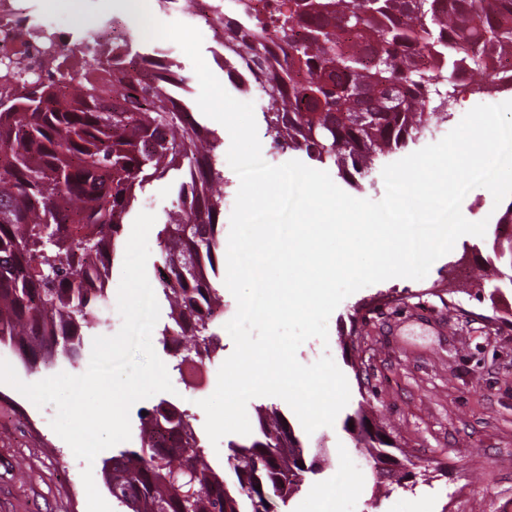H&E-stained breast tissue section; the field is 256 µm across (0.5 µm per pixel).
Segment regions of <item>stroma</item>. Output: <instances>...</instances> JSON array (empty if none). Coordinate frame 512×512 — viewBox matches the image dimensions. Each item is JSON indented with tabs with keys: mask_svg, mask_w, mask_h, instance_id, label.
Masks as SVG:
<instances>
[{
	"mask_svg": "<svg viewBox=\"0 0 512 512\" xmlns=\"http://www.w3.org/2000/svg\"><path fill=\"white\" fill-rule=\"evenodd\" d=\"M203 35V58L234 98L264 101L256 86L229 83L223 63L212 57L213 32L197 14L177 13ZM180 173L148 185L137 211L164 222ZM454 246L421 280L391 278L345 298L328 320V339L312 338L297 351L309 365L330 355L346 376L350 400L334 426L305 433L282 399L256 397L280 409L319 470L307 474L286 512H512V324L497 310L512 307V292L490 303L478 285L457 278L460 263L492 274L483 256ZM372 302V314L350 323L355 303ZM366 401L387 434L415 462L428 468L413 489H375L373 469L354 447L347 415ZM56 409L36 407L0 383V512H87L81 479L84 461L51 429ZM325 497L313 498L314 487Z\"/></svg>",
	"mask_w": 512,
	"mask_h": 512,
	"instance_id": "obj_1",
	"label": "stroma"
}]
</instances>
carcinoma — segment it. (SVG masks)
Listing matches in <instances>:
<instances>
[{
  "mask_svg": "<svg viewBox=\"0 0 512 512\" xmlns=\"http://www.w3.org/2000/svg\"><path fill=\"white\" fill-rule=\"evenodd\" d=\"M228 77L246 71L265 96L266 134L361 188L376 164L417 145L451 113L434 97L459 83L487 90V72L512 84V0H212ZM63 45L45 72L5 58L15 89L0 93V345L27 370L58 358L82 368L86 339L105 323L109 267L124 257V224L146 185L184 173L159 231L157 291L168 322L155 333L180 382L189 365L224 351L217 288L224 262V194L213 183L223 141L175 96L187 82L169 53L132 50L77 61ZM508 205L493 232L501 264L489 297L512 289ZM195 338L187 348L183 338ZM354 447L378 461L387 443L364 403ZM140 447L103 465L127 512H279L301 490L305 451L274 406L257 409L258 435L228 443L233 482L205 459L187 409L166 399L139 415ZM250 474L263 490L245 488Z\"/></svg>",
  "mask_w": 512,
  "mask_h": 512,
  "instance_id": "1",
  "label": "carcinoma"
}]
</instances>
